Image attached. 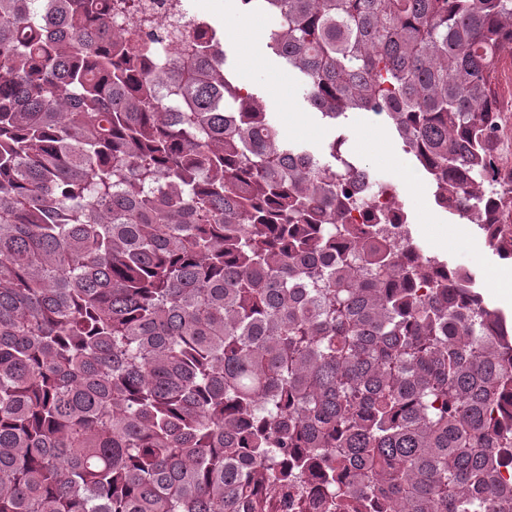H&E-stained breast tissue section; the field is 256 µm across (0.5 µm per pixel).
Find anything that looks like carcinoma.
Here are the masks:
<instances>
[{"label": "carcinoma", "instance_id": "obj_1", "mask_svg": "<svg viewBox=\"0 0 512 512\" xmlns=\"http://www.w3.org/2000/svg\"><path fill=\"white\" fill-rule=\"evenodd\" d=\"M240 5L310 106L389 121L512 260V0ZM128 10L0 0V512H277L279 485L292 512H512L504 314L408 225L347 223L395 187L281 139L216 30L174 63ZM510 73V74H509ZM512 51L511 53L503 51L501 59V67L498 75L501 82V93L499 103L508 105L512 104ZM511 77V80H510Z\"/></svg>", "mask_w": 512, "mask_h": 512}]
</instances>
